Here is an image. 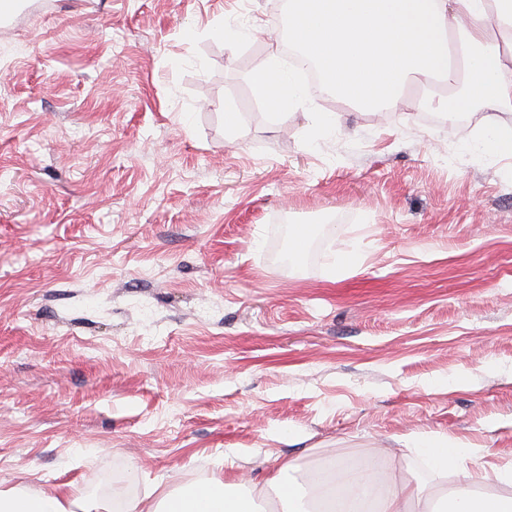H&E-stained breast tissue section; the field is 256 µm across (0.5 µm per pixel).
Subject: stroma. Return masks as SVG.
Here are the masks:
<instances>
[{
  "mask_svg": "<svg viewBox=\"0 0 512 512\" xmlns=\"http://www.w3.org/2000/svg\"><path fill=\"white\" fill-rule=\"evenodd\" d=\"M286 8L18 0L0 22V487L244 496L378 448L383 484L437 485L417 436L478 449L474 475L512 462V155L415 85L377 112L258 100ZM301 229L316 249L282 264Z\"/></svg>",
  "mask_w": 512,
  "mask_h": 512,
  "instance_id": "obj_1",
  "label": "stroma"
}]
</instances>
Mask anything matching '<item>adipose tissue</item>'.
<instances>
[{"instance_id":"ef3b65f1","label":"adipose tissue","mask_w":512,"mask_h":512,"mask_svg":"<svg viewBox=\"0 0 512 512\" xmlns=\"http://www.w3.org/2000/svg\"><path fill=\"white\" fill-rule=\"evenodd\" d=\"M288 42L315 62L328 88L364 107L393 108L409 85H452L454 56L466 61L464 103L495 111L512 105V0H288ZM255 94L285 106L301 93L290 76L262 69L253 78ZM431 472L448 476L472 449L452 439L416 444ZM292 461L282 462L248 490V499L211 477L185 496L161 501L137 498L114 510L111 502L68 493L34 494L0 488V512H252L255 499L276 497L281 512H433V495L400 480L376 492V459L316 468L290 484ZM447 512H512V496L479 491L467 483L444 489Z\"/></svg>"}]
</instances>
